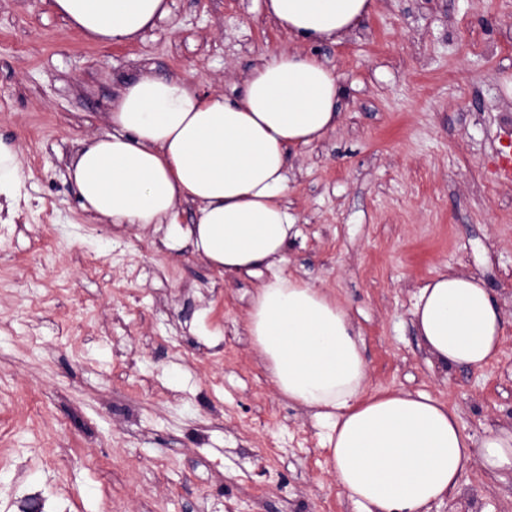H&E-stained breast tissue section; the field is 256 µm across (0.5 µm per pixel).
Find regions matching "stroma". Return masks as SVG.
I'll list each match as a JSON object with an SVG mask.
<instances>
[{
	"mask_svg": "<svg viewBox=\"0 0 512 512\" xmlns=\"http://www.w3.org/2000/svg\"><path fill=\"white\" fill-rule=\"evenodd\" d=\"M143 38L101 47L49 0H0V512H358L322 430L276 391L245 329L251 277L191 245L100 221L69 177L146 67L235 99L291 47L262 0H169ZM341 123L296 150L286 270L332 289L359 336L367 392H422L474 439L512 430V0H374L339 42ZM482 278L503 319L495 360L439 366L415 333L435 272ZM430 512H512V473L474 460ZM16 175L15 153L0 143V193L9 194Z\"/></svg>",
	"mask_w": 512,
	"mask_h": 512,
	"instance_id": "obj_1",
	"label": "stroma"
}]
</instances>
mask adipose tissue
Listing matches in <instances>:
<instances>
[{
  "label": "adipose tissue",
  "instance_id": "ef3b65f1",
  "mask_svg": "<svg viewBox=\"0 0 512 512\" xmlns=\"http://www.w3.org/2000/svg\"><path fill=\"white\" fill-rule=\"evenodd\" d=\"M373 0H264L290 37L335 42ZM98 45L135 41L169 0H51ZM339 86L318 58L280 51L252 68L235 100L186 80L141 72L118 92L111 132L81 141L69 169L81 206L117 225L154 226L170 249L191 243L220 272L259 278L246 329L277 390L324 428L336 478L360 512H429L474 458L512 471V431L474 441L444 403L420 392L366 394L367 369L349 314L324 289L287 274L297 218L284 204L292 153L339 125ZM191 203V223L180 206ZM414 324L443 366L483 368L502 316L484 283L445 272L417 295Z\"/></svg>",
  "mask_w": 512,
  "mask_h": 512
}]
</instances>
